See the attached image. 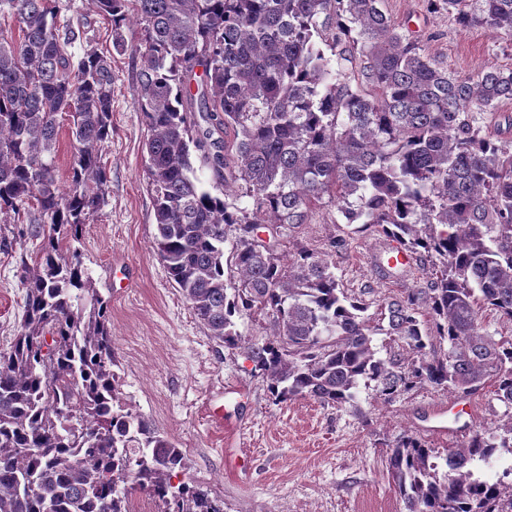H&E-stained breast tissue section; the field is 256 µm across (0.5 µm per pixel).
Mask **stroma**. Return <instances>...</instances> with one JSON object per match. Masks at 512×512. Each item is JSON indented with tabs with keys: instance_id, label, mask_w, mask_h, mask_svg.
I'll return each instance as SVG.
<instances>
[{
	"instance_id": "obj_1",
	"label": "stroma",
	"mask_w": 512,
	"mask_h": 512,
	"mask_svg": "<svg viewBox=\"0 0 512 512\" xmlns=\"http://www.w3.org/2000/svg\"><path fill=\"white\" fill-rule=\"evenodd\" d=\"M59 4L61 20L85 32L70 53L79 57L93 48L112 60V137L102 151L107 202L86 224L79 247L95 288L110 301L126 401L185 453L182 481L223 500L224 512H404L389 476L398 437H421L441 464L473 432L501 435L508 409L489 385L471 396L474 411L462 414L463 432L454 438L432 428L436 410L455 395L431 386L389 404L364 385L353 403L341 407L310 398L273 403L241 347L208 335L155 252L147 128L134 97L143 30L135 20L125 21L127 49L119 53L112 24L94 0ZM382 8L406 23V35L449 72L512 67V40L464 27L431 0H383ZM334 236L345 246L329 255L331 269L340 288L367 304L378 328L374 342L387 353L394 342L380 326L388 301L404 289L428 287L432 266L417 262L381 272L388 238L373 227L340 223L327 199L315 206L309 223L281 239L279 249L289 256L302 248L321 253ZM21 253L18 246L0 250V351L9 348L22 318Z\"/></svg>"
}]
</instances>
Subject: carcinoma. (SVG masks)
Here are the masks:
<instances>
[{
    "label": "carcinoma",
    "mask_w": 512,
    "mask_h": 512,
    "mask_svg": "<svg viewBox=\"0 0 512 512\" xmlns=\"http://www.w3.org/2000/svg\"><path fill=\"white\" fill-rule=\"evenodd\" d=\"M383 0H96L116 50L129 13L144 24L134 96L148 128L154 247L208 335L241 342L235 317L272 315V334L244 352L276 403L341 406L361 382L383 400L424 384L469 397L493 381L512 408V340L495 339L487 310L512 322V70L454 75L402 32ZM465 27L512 39V0H432ZM57 0H0V224L20 260V331L0 352V512H128V484L154 512H224L208 492L172 478L187 458L126 408L109 306L74 243L105 205L101 148L112 137V66L59 22ZM365 81L351 84L342 62ZM202 68L191 87L195 68ZM494 115L497 139L481 134ZM70 118L72 163L59 184L58 115ZM216 181L245 183L255 212L200 189L193 156ZM328 195L349 224L374 225L413 253L438 257L430 287L387 304L378 355L367 307L338 288L323 255L294 260L255 237L280 236ZM241 227L224 281L225 228ZM428 315L421 330L418 315ZM504 435L474 434L446 458L404 435L389 466L406 512H512V476L475 477Z\"/></svg>",
    "instance_id": "cac0c4a2"
}]
</instances>
